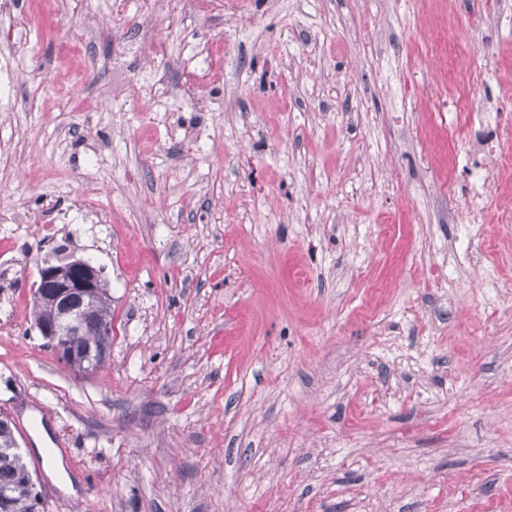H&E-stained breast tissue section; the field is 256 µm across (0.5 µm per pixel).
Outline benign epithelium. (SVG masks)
Listing matches in <instances>:
<instances>
[{"label":"benign epithelium","instance_id":"1","mask_svg":"<svg viewBox=\"0 0 512 512\" xmlns=\"http://www.w3.org/2000/svg\"><path fill=\"white\" fill-rule=\"evenodd\" d=\"M106 281L104 271L82 259H71L60 264H47L40 269L38 288L33 291L32 303H48L54 308V317L38 323L41 335L54 347L60 359L70 368L94 353V347H77L84 335L85 325L97 319L98 288ZM31 512H43L45 493L34 481L32 474L25 475Z\"/></svg>","mask_w":512,"mask_h":512}]
</instances>
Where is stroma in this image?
<instances>
[{"mask_svg": "<svg viewBox=\"0 0 512 512\" xmlns=\"http://www.w3.org/2000/svg\"><path fill=\"white\" fill-rule=\"evenodd\" d=\"M15 19L0 208L29 221L0 223V410L45 512H512V166L474 149L512 153V0ZM459 89L486 112L466 140ZM477 170L491 204L468 213ZM71 257L112 297L85 375L32 315L40 267Z\"/></svg>", "mask_w": 512, "mask_h": 512, "instance_id": "35a3bbf8", "label": "stroma"}]
</instances>
